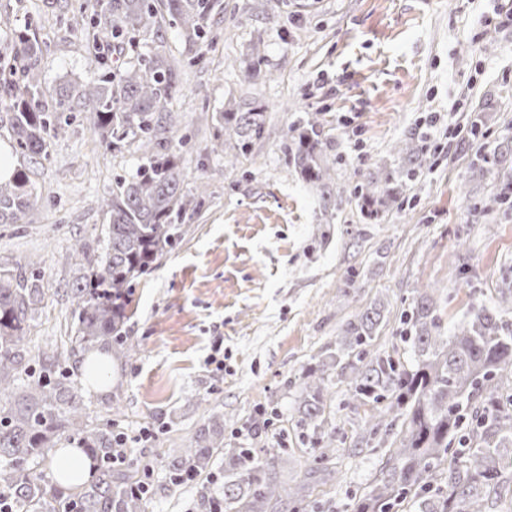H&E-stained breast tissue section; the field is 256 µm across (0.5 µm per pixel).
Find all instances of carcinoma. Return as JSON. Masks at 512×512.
Segmentation results:
<instances>
[{"label":"carcinoma","mask_w":512,"mask_h":512,"mask_svg":"<svg viewBox=\"0 0 512 512\" xmlns=\"http://www.w3.org/2000/svg\"><path fill=\"white\" fill-rule=\"evenodd\" d=\"M213 9V0H101V13L90 20L82 10H72L71 27L94 42L112 41L136 60L114 70L103 59L96 80L59 85L48 94L40 68L44 49L28 26L13 39L22 83L13 80L14 70L0 68L5 110L0 128H7L18 153L37 163L49 159L61 117L84 112L107 149L120 152L133 145L145 159L131 179L116 180L101 200L109 218L102 254L94 258L85 244L74 245L75 257L90 269L71 288L78 304L75 343L81 350L109 344L119 358L136 353L124 330L132 287L177 244L184 216L202 199L184 188L186 175L171 149L177 120L170 104L182 84L184 63L166 50L165 25L178 27L194 42L206 33ZM265 118L266 108L252 101L228 102L215 116L224 129L216 147L226 156L246 154L263 134ZM321 128L322 113H310L292 130L288 157L295 172L320 186L329 202L333 165L323 154ZM394 150L410 171L427 163L408 142ZM358 193L364 205L374 204L379 176L370 174ZM37 203L26 170L0 180V224L32 222ZM39 266L31 259L0 265V496L12 512H145L147 498L132 491L141 478L112 468V454L119 450L112 423H87L83 394L68 376L36 377L24 363L31 322L44 296L42 276L28 275L26 268ZM382 320L373 306L347 323L328 362L304 378L297 424L308 429L324 422L326 372L334 369L348 381L353 400L373 410L366 432L382 430L388 437L396 422L405 426L352 512H391L409 497L416 512H490L498 489L512 481V469L504 465V456L512 453V401L504 402L499 390L512 383V330L481 305L445 336L436 301L428 289L418 288L405 321L414 364L405 369L390 354L364 360ZM61 436L89 449L98 464L89 483L66 498L31 467ZM335 442L327 435L312 455L309 482L285 490L266 472L257 449L224 447V420L215 415L190 447L173 451L169 469L177 484L185 473L209 470L214 450L222 448L228 466L218 505L224 512H306L308 498L333 480L329 464Z\"/></svg>","instance_id":"cac0c4a2"}]
</instances>
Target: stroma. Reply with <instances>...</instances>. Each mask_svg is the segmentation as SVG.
Here are the masks:
<instances>
[{
  "instance_id": "1",
  "label": "stroma",
  "mask_w": 512,
  "mask_h": 512,
  "mask_svg": "<svg viewBox=\"0 0 512 512\" xmlns=\"http://www.w3.org/2000/svg\"><path fill=\"white\" fill-rule=\"evenodd\" d=\"M72 4L90 17L101 9L100 0H0V20L9 23L0 61L11 59L9 30L31 24L47 46L46 88L91 81L105 50L70 31ZM499 8L512 11V0H217L213 40L189 44L168 30L171 53L189 62L170 104L179 119L172 148L186 189L203 179L205 200L133 288L125 331L136 354L112 359L107 389L83 392L90 424L128 435L129 469L155 464L146 512H203L221 493L220 452L191 481L175 485L168 476L172 450L187 447L215 414L224 417L225 447L286 449L276 480L300 484L317 446L297 424L302 372L373 303L384 320L372 352L407 365L403 321L417 288H434L447 332L512 289V207L496 201L512 182V26L500 25ZM256 45L274 80L244 82ZM245 96L267 108L263 136L245 155L213 151L215 113ZM459 99L464 106L453 111ZM316 110L335 164L327 209L288 162L289 131ZM399 140L422 148L428 164L405 173L392 151ZM480 154L488 159L481 168ZM141 163L136 150H107L83 115L65 126L49 160L15 156V167L30 170L38 210L33 223L0 224V263L43 259L45 304L25 347L34 370H65L81 382L70 287L84 269L71 246L97 243L108 222L99 199ZM373 171L389 191L369 219L357 187ZM216 342L220 371L207 363ZM328 385L337 479L308 510L351 512L385 448L361 442L368 410L355 406L346 383L333 376ZM143 430L149 439H139Z\"/></svg>"
}]
</instances>
